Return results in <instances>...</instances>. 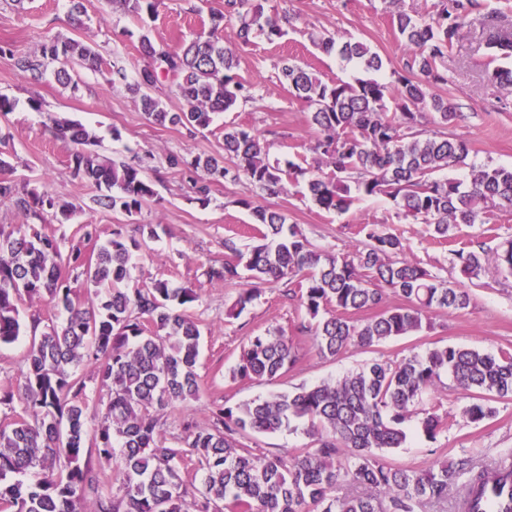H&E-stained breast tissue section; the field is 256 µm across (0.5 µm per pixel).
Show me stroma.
Instances as JSON below:
<instances>
[{
  "instance_id": "35a3bbf8",
  "label": "stroma",
  "mask_w": 512,
  "mask_h": 512,
  "mask_svg": "<svg viewBox=\"0 0 512 512\" xmlns=\"http://www.w3.org/2000/svg\"><path fill=\"white\" fill-rule=\"evenodd\" d=\"M269 3L278 10L299 14V22L279 41L257 39L239 48L236 74L249 88L250 100L218 114L209 130L195 135L148 121L134 95L109 84L106 70H80L74 90L50 78L33 85L14 68L8 56H0V94L19 102L14 112L0 114V152L13 166V180L48 190L83 207L77 220L54 225L62 245L78 239L79 227L85 223L99 225L106 234L116 224L128 225L132 230L141 224H159L163 227L160 238L146 240L136 255L131 271L133 284L146 288L163 278L201 291L199 301L188 313L202 331L198 374L204 396L199 401L179 403L165 413L163 430L171 443L181 439L184 419L207 425L211 406L234 405L334 381L375 358L396 361L445 345H463L490 354L512 352V276L501 274L491 262L479 278L467 282L471 296L467 309L434 311L429 315V326L413 335L366 350L352 347L336 358H321L313 336L299 332L304 313L298 299L287 296L284 283L262 285L259 298L248 310L239 317H228L227 310L239 288L208 283L205 271L209 265L223 263L225 238H235L244 252L257 243L249 229L250 213L237 203L242 189L220 178L209 180L208 202L200 204L195 183L203 179L201 173L180 164L171 165L170 157H223L224 127L228 124L258 130L269 145L271 158L310 157L319 132L308 120L307 107L281 85L282 61L310 66L326 81L346 80L357 73L353 64L318 51L310 33H337L365 41L390 70L400 69L405 60V51L390 24L389 0ZM85 6V24L79 28L69 18L67 0H33L31 9L25 12L15 11L7 0H0V42L11 44L15 51L31 53L46 38H74L95 47L106 60L114 51H121L127 68L132 70L142 63L141 29H148L154 43L172 46L207 35L210 14L223 9L224 0H159L156 17L142 23L124 14L111 0H85ZM494 34L512 37V0H486L483 14L471 17L448 52V84L441 92L465 115L448 132L469 146L465 164L450 171L460 180L467 179L474 165L512 166V93L484 74L486 42ZM33 97L39 99L40 108L30 106ZM58 115L69 116L94 130L101 156L140 161L144 176L157 192V201L132 216L96 206V185L74 177L67 166L72 145L55 135L52 120ZM270 204L286 213L289 223L298 225L317 249L348 251L359 240L357 224L370 222L400 235L410 260L448 280L457 277L448 244L433 239L427 225L399 215L387 198L362 199L347 214L337 215L320 209L291 186ZM267 331H281L292 337L299 357L295 367L273 382H231L228 372L237 363L247 336ZM469 401V392L456 388L450 377H443L437 391L424 396L421 406L446 417L448 429L433 440L419 431L410 432L402 448L388 453V461L414 470L462 459L480 467L512 452V399L497 401L495 415L479 424L463 415ZM250 445L290 459L310 448L312 440L303 431L284 430L254 436Z\"/></svg>"
}]
</instances>
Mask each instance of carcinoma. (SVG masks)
Here are the masks:
<instances>
[{"mask_svg":"<svg viewBox=\"0 0 512 512\" xmlns=\"http://www.w3.org/2000/svg\"><path fill=\"white\" fill-rule=\"evenodd\" d=\"M137 18L155 17L158 0H112ZM484 0H438L435 14L420 18L391 0V23L407 52L402 70L387 84L377 74L383 60L361 41L310 34L324 54H335L364 72L350 81L327 82L308 68L286 62L282 75L288 92L312 112L309 121L320 136L303 157L270 160L267 144L250 127L224 126V159L170 158L205 175L222 178L243 191L237 204L253 217L251 230L260 240L242 253L227 239L229 258L205 272L211 284H236L239 266L248 283L230 310L238 317L260 294V285L283 281L300 294V306L313 332L318 353L335 358L354 345L370 349L423 328L433 310L455 312L469 307L464 280L478 276L488 260L486 242L471 239L450 250L461 279L450 282L418 262L403 257L400 236L377 224L358 225L359 244L347 252L312 247L287 216L255 198H276L287 185L327 212L347 213L363 197L384 196L408 218L432 229L438 241L455 242L461 224L486 223L497 210L512 209V166L483 165L464 184L445 175L464 162L467 144L448 136V125L463 119L438 93L447 84L448 49L482 10ZM238 20L236 40H224V21ZM298 15L269 14L260 0H224V11L210 15L207 36L175 47L157 45L140 35L144 63L128 71L119 55L109 63L112 87L138 97L146 118L191 133L210 128L215 116L250 96L237 80L239 47L260 38L275 42L294 26ZM489 62L512 55V39L487 42ZM14 67L30 80L47 76L76 89L75 68L97 70L102 58L76 39L51 37L34 53L16 55L0 45ZM485 75L512 88V69L488 68ZM174 87L181 105L168 108L157 94L161 80ZM394 93V111L387 96ZM55 132L74 144L67 158L72 174L103 187L96 203L132 215L156 200L141 165L99 160L98 138L81 123L54 119ZM12 164L0 156V202L23 218L0 225V345L23 333L19 303L39 298L64 313L60 320H31L32 340L16 384L0 389V512H414L424 499L443 501L467 476L456 512H479L477 501L490 483L512 485V457L475 469L465 460L443 462L426 471L388 464L377 456L401 447L413 407L437 390L441 376L473 393L465 413L473 423L495 413L492 403L512 397V353L498 356L456 346L434 347L424 355L399 361L374 360L344 377L310 388L256 398L233 406L218 405L211 423L184 424V437L171 444L161 433L164 412L197 399L201 329L187 314L198 301L193 288H173L157 279L149 288L129 285L130 266L142 242L113 226L101 238L97 224H82L80 240L63 251L48 231L83 211L36 188L19 187L4 177ZM94 245L92 253L84 244ZM501 271L512 275V239L494 252ZM88 294L75 300V291ZM390 290L402 303L384 305ZM374 314L355 320L361 311ZM298 360L292 338L281 332L247 337L229 379L273 381ZM92 362L98 388L105 393L96 426L88 416L89 396L79 367ZM306 424L315 447L288 462L257 454L245 440ZM434 440L448 428L447 419L427 412L417 422ZM115 461L121 475L112 493L93 460ZM192 467L202 475L195 489L182 478ZM344 482L366 489L342 497L333 490Z\"/></svg>","mask_w":512,"mask_h":512,"instance_id":"1","label":"carcinoma"}]
</instances>
